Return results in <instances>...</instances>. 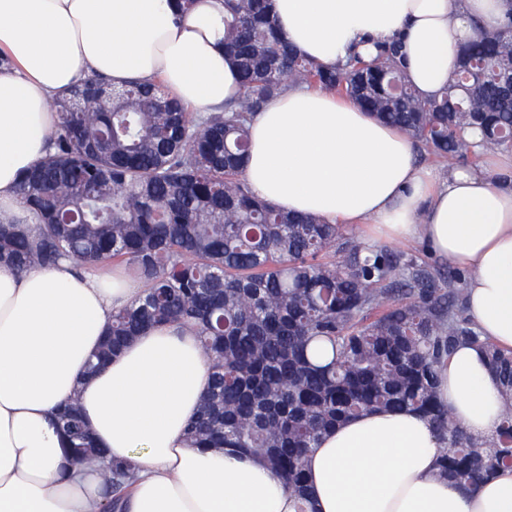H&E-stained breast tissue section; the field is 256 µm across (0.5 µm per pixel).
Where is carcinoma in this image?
Wrapping results in <instances>:
<instances>
[{"label":"carcinoma","mask_w":512,"mask_h":512,"mask_svg":"<svg viewBox=\"0 0 512 512\" xmlns=\"http://www.w3.org/2000/svg\"><path fill=\"white\" fill-rule=\"evenodd\" d=\"M222 2L242 98L189 112L159 82L114 89L96 75L53 98L50 150L18 186L40 232L31 240L0 212V263L127 266L143 295L112 315L88 371L146 328L193 324L212 380L190 439L256 455L285 477L297 512H307L306 454L362 412L420 410L445 445L439 475L457 486L512 468V352L481 339L464 315L459 273L363 247L338 224L259 198L241 176L250 117L301 85L350 99L435 159L511 149L512 20L474 25L447 85L424 101L398 39L326 69L280 33L269 0ZM463 341L485 347L504 395L489 437L457 426L437 397L438 369ZM76 405H64L59 426L73 455L100 468ZM135 467L103 473L112 512Z\"/></svg>","instance_id":"cac0c4a2"}]
</instances>
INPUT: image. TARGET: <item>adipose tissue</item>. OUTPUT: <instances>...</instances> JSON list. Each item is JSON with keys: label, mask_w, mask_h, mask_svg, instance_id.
I'll return each mask as SVG.
<instances>
[{"label": "adipose tissue", "mask_w": 512, "mask_h": 512, "mask_svg": "<svg viewBox=\"0 0 512 512\" xmlns=\"http://www.w3.org/2000/svg\"><path fill=\"white\" fill-rule=\"evenodd\" d=\"M290 44L326 66L368 40L402 37L422 98L441 90L469 19L502 26L512 0H272ZM220 0L176 14L174 0H0V210L24 215L16 186L47 151V104L94 72L121 86L163 79L189 108L240 91L224 54ZM243 177L263 199L332 224L416 240L467 270V314L512 351V155L439 174L393 127L336 94L297 87L250 126ZM116 267L0 264V512H104L99 472L68 461L55 415L79 398L99 447L138 462L124 512H296L285 479L254 456L196 448L185 435L209 388L193 333L144 330L100 373L84 367L114 310L141 296ZM439 398L476 437L494 433L501 389L480 346L460 344ZM444 445L411 408L336 425L307 455L312 512H512V470L465 490L437 476Z\"/></svg>", "instance_id": "1"}]
</instances>
